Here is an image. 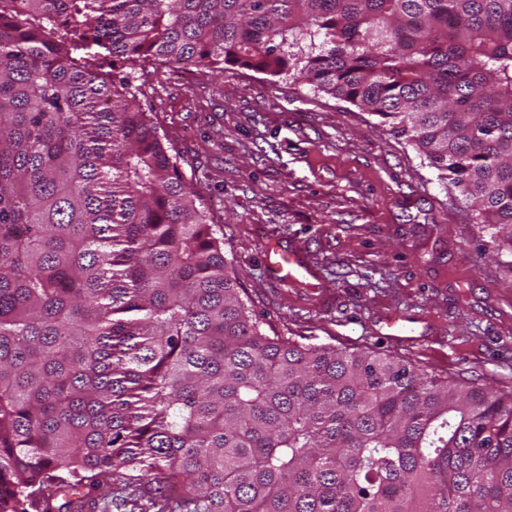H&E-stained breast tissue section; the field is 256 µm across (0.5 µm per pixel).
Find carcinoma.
Returning <instances> with one entry per match:
<instances>
[{
  "label": "carcinoma",
  "mask_w": 512,
  "mask_h": 512,
  "mask_svg": "<svg viewBox=\"0 0 512 512\" xmlns=\"http://www.w3.org/2000/svg\"><path fill=\"white\" fill-rule=\"evenodd\" d=\"M154 63L378 117L512 251V0H0V512H512V394L262 332Z\"/></svg>",
  "instance_id": "1"
}]
</instances>
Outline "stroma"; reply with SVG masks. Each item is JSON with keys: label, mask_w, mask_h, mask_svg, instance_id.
I'll list each match as a JSON object with an SVG mask.
<instances>
[{"label": "stroma", "mask_w": 512, "mask_h": 512, "mask_svg": "<svg viewBox=\"0 0 512 512\" xmlns=\"http://www.w3.org/2000/svg\"><path fill=\"white\" fill-rule=\"evenodd\" d=\"M267 335L370 348L440 378L512 392V256L491 252L435 169L373 116L244 69L135 73ZM301 248L333 307L271 279V243ZM414 339L385 336L391 314Z\"/></svg>", "instance_id": "1"}]
</instances>
